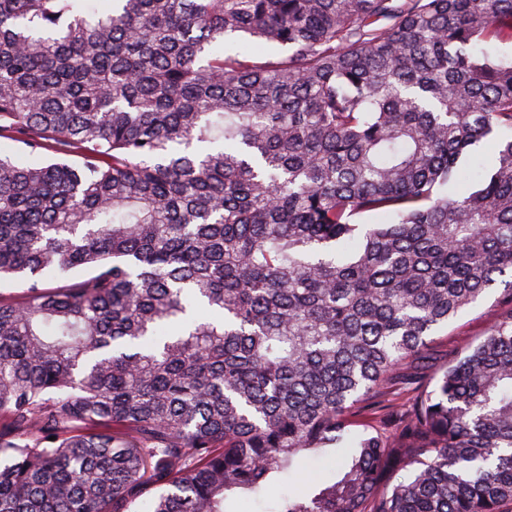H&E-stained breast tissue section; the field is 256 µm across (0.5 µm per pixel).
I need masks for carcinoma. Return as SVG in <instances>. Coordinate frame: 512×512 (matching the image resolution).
Masks as SVG:
<instances>
[{
    "label": "carcinoma",
    "mask_w": 512,
    "mask_h": 512,
    "mask_svg": "<svg viewBox=\"0 0 512 512\" xmlns=\"http://www.w3.org/2000/svg\"><path fill=\"white\" fill-rule=\"evenodd\" d=\"M499 44L512 0H0V512H228L338 451L269 512L512 506ZM503 313L496 291L489 293L464 312L448 326L445 335L441 336L430 360L432 364L428 372H435L455 355L476 343Z\"/></svg>",
    "instance_id": "obj_1"
}]
</instances>
